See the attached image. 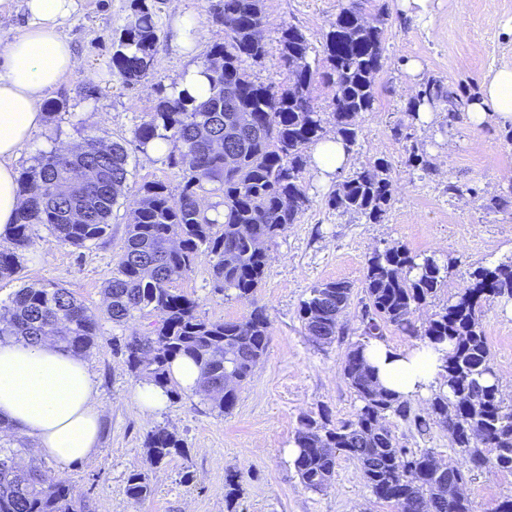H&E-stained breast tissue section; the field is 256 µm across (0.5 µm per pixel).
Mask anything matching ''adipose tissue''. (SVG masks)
<instances>
[{
    "label": "adipose tissue",
    "mask_w": 512,
    "mask_h": 512,
    "mask_svg": "<svg viewBox=\"0 0 512 512\" xmlns=\"http://www.w3.org/2000/svg\"><path fill=\"white\" fill-rule=\"evenodd\" d=\"M75 0H23L26 24L0 53V235L21 207L14 162L43 122L42 101L78 64L60 32ZM476 125L512 123V67L486 80L467 108ZM448 344L398 348L371 340L364 351L380 384L401 399L443 387ZM0 425L32 439L58 470L94 454L103 423L98 382L87 361L59 344L0 341Z\"/></svg>",
    "instance_id": "ef3b65f1"
}]
</instances>
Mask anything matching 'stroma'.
I'll use <instances>...</instances> for the list:
<instances>
[{
  "label": "stroma",
  "mask_w": 512,
  "mask_h": 512,
  "mask_svg": "<svg viewBox=\"0 0 512 512\" xmlns=\"http://www.w3.org/2000/svg\"><path fill=\"white\" fill-rule=\"evenodd\" d=\"M75 11L60 28L78 57L48 98H65L66 108L45 118L31 134L16 162L17 170L31 166L40 152L75 146L96 133L111 141H129L155 103V83L172 84L193 65L201 64L210 44L223 41L224 29L212 20L209 0H153L161 30L155 70L141 84L129 87L112 73V40L131 14V0H76ZM350 0H264V26L269 53L250 66L253 78L280 86L288 77L279 68L277 37L281 27L294 25L307 35L314 53H321L331 22ZM384 6V67L377 80L373 111L360 118L361 133L349 154L347 172L375 158L392 164L394 192L384 221L370 224L358 215L329 208L327 200L342 174L322 177L306 164L303 178L311 205L300 221L288 225L268 249V261L253 300L224 298L212 288L208 259L177 281L178 291L196 299L201 316L209 320H240L253 306L265 307L271 340L251 380L240 391L235 408L217 416L200 390L182 391L165 408L143 411L134 391L140 378L114 354L112 340L151 329L154 317H134L115 326L104 315V282L111 277L124 243L127 213L147 182H162L172 193L181 190L176 169L166 154L133 152L130 175L112 210V229L103 243L78 250L57 242L46 226L32 230L16 276L0 279V304L19 288L58 284L99 315L101 339L88 357L99 382L104 434L91 458L58 471L27 448L20 462L40 463L48 477L84 490L85 512H395L378 502L363 481L355 462L343 458L327 488L307 489L288 450L294 445L301 416L328 411L333 423L351 419L358 406L342 375L350 346L360 339L359 311L366 261L374 250L399 245L412 254L439 262L455 258L445 288L421 309L429 318L462 288L478 267L512 259V210L485 209L486 199L512 192V124L476 126L464 118L466 105L481 92L490 73L512 67V0H431L427 26L404 19L397 0H373ZM184 17L196 20L202 38L193 53H185L173 34ZM418 61L421 69L409 74ZM443 83L449 103L437 104L430 117L414 120L410 104L423 83ZM459 112L447 125V111ZM409 127L424 146L433 172L409 166L405 141L396 140V125ZM463 195L449 193V183ZM345 281L353 287L352 304L343 320L344 333L319 346L306 335L300 306L312 286ZM482 324L494 368L503 379L505 401L512 403V305L485 307ZM158 427L174 433L179 454L157 466L147 461L144 442ZM400 445L433 450L450 464L460 461L447 430L434 426L417 431L412 422L393 420ZM144 473L151 488L145 499H130L126 481ZM466 491L474 512H493L512 498V472L489 469L469 478Z\"/></svg>",
  "instance_id": "stroma-1"
}]
</instances>
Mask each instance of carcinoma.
Here are the masks:
<instances>
[{"label":"carcinoma","instance_id":"1","mask_svg":"<svg viewBox=\"0 0 512 512\" xmlns=\"http://www.w3.org/2000/svg\"><path fill=\"white\" fill-rule=\"evenodd\" d=\"M263 2L215 0L211 5L214 21L224 27V42L211 45L202 62L205 98L178 89L176 83L156 84L153 110L131 143L143 152L153 141L172 146L169 161L178 168L182 189L175 196L162 182L141 187L122 253L104 286L113 323L137 313L158 318L146 334L114 338L129 370L177 400L171 365L178 358L191 360L210 395L211 411L219 416L230 413L238 400V389H224V373L235 374L240 384L250 378L268 349L270 320L259 306L242 320L205 319L198 303L172 284L189 276L206 256L215 292L227 297L232 290L237 299L253 295L265 272L268 246L288 225L298 223L310 205L302 176L307 148L324 139L329 126L346 149L356 145L358 118L374 109L384 61L386 10L380 6L372 12L369 0H354L336 14L325 34L323 64H312L310 43L301 29L283 27L279 64L288 85L277 89L258 82L245 64H258L268 54ZM131 9L112 42V73L129 87L153 71L160 40L156 13L147 0H131ZM318 83L332 91L326 114L315 106ZM228 85L235 87L231 99L224 94ZM446 101L448 92L438 80L427 82L417 97L431 106ZM245 112L252 116L249 124L240 122ZM392 132L409 142L410 165L432 170L425 149L411 142L412 134L401 126ZM226 151L235 156L231 170L224 169ZM183 154L192 155L195 164L183 165ZM129 165L127 143L108 144L99 135L85 138L75 150L60 147L40 154L18 176L22 205L10 246L0 248V277L19 272L36 224L46 225L60 243L75 249L108 236ZM391 170L388 160L374 159L338 184L329 207L381 223L392 204ZM201 192L222 197V215L213 216L201 206ZM454 263L452 258L445 265L432 257L419 261L402 246L374 251L362 281L360 318L368 339L393 326L425 343H453L444 375L450 393H432L429 419L413 422L420 432L431 421L446 428L455 447L464 451L461 462L444 473L432 465L434 451L398 445L389 419H408V401L379 386L358 343L346 352L342 368L359 402L354 418L336 426L326 414L300 419L294 465L306 488L317 491L330 484L343 456L357 462L373 496L399 512H474L465 494L445 501V483H463L467 474L490 467L512 471V405H504L499 386L487 382L495 370L480 323L485 305L512 302V260L476 269L440 312L415 324L414 314L445 287ZM352 296L353 287L345 281L313 286L300 307L307 334L319 344L333 343L343 333L342 318ZM48 335L85 356L98 345V316L59 285L25 286L0 305V340L20 336L34 343ZM145 445L152 466L180 452L179 440L165 428L151 431ZM25 450L19 439L0 444V512H74L84 493L47 477L34 463L19 468L16 459ZM149 493L144 473L128 477L129 498L141 500Z\"/></svg>","mask_w":512,"mask_h":512}]
</instances>
